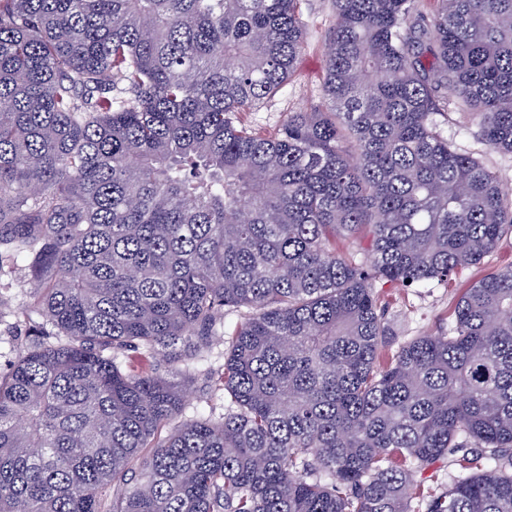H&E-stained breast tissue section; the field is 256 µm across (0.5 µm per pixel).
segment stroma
Returning a JSON list of instances; mask_svg holds the SVG:
<instances>
[{"mask_svg":"<svg viewBox=\"0 0 512 512\" xmlns=\"http://www.w3.org/2000/svg\"><path fill=\"white\" fill-rule=\"evenodd\" d=\"M300 11L307 24L305 50L288 82L269 102L257 104L240 113L242 123L256 132L271 136L278 132L288 113L308 112L321 104L320 86L325 71L326 36L333 22L331 0H300ZM437 122L445 137L454 138L459 147L483 159L485 164L503 178L512 180V154L490 149L475 131H464L463 117L456 112L438 116ZM512 265V237L500 242L497 249L479 264L461 271L445 283L433 282L421 288H405L394 283H378L376 292L386 309L390 323L392 346H400L421 334L447 331L455 320L454 309L465 288L473 282ZM34 301L25 264H18L14 273L0 281V368H7L27 343L29 321L24 314ZM224 363L223 336L215 337L213 350L203 363H181L179 381L185 393L187 417L222 413L224 393L206 385L202 369H218ZM452 472L447 461L413 472L410 493L412 503L424 505L433 497L447 492Z\"/></svg>","mask_w":512,"mask_h":512,"instance_id":"stroma-1","label":"stroma"}]
</instances>
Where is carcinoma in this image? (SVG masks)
Here are the masks:
<instances>
[{"label": "carcinoma", "mask_w": 512, "mask_h": 512, "mask_svg": "<svg viewBox=\"0 0 512 512\" xmlns=\"http://www.w3.org/2000/svg\"><path fill=\"white\" fill-rule=\"evenodd\" d=\"M299 0H0V512H512V265L388 359L376 283L419 288L512 235V0H332L323 108L257 136L304 50ZM367 232L360 255L338 237ZM228 337L224 414L178 364ZM440 131L445 137H453L459 147L483 159L485 164L505 179L512 180V154L492 150L476 135L477 128L463 131L461 125L465 121L457 112L436 116ZM24 262H18L15 272L0 283V298L5 307L0 319V368L6 369L15 355L28 343L25 336L29 321L25 309L34 302L29 276ZM241 320L239 312H228L224 315V336H215L213 350L208 358L196 364L187 361L179 364L181 374L177 377L185 393L184 403L187 406L186 417L192 418L197 414H219L224 409V391L214 390L206 385L200 370L212 368L217 370L224 364V339L228 338ZM226 335V336H225ZM455 472V467H448V460L438 461L426 470L412 472L410 486L412 505L422 506L419 512H425L424 505L428 499L448 492L449 475Z\"/></svg>", "instance_id": "obj_1"}]
</instances>
